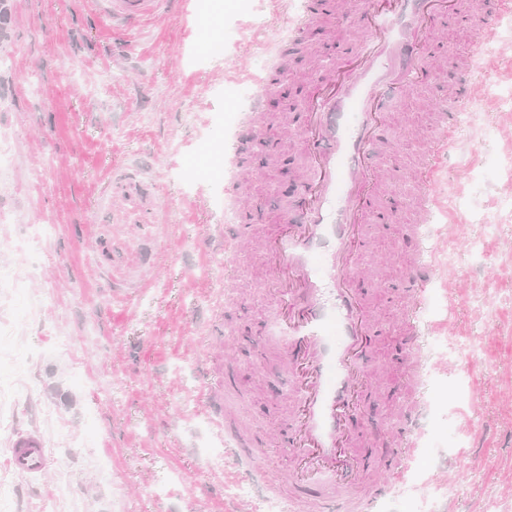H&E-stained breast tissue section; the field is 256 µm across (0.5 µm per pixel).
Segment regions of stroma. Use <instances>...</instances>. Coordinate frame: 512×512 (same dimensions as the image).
<instances>
[{"label": "stroma", "mask_w": 512, "mask_h": 512, "mask_svg": "<svg viewBox=\"0 0 512 512\" xmlns=\"http://www.w3.org/2000/svg\"><path fill=\"white\" fill-rule=\"evenodd\" d=\"M303 2L168 0L115 28L93 0H14L0 34V129L14 150L0 208L16 221L0 224V268L15 264L5 241L53 227L21 293L0 296V334L18 358L13 425L0 434V482L13 486L15 512L60 484V512H269L272 501L278 512H312L309 499L289 503L287 491L265 494L240 474L205 403L211 382L229 385L233 427L287 479L278 436L293 390L280 360L262 353L279 332L261 243L304 182L299 91L359 41L354 23L338 20L349 0L293 38ZM487 17L497 37L471 76L469 45ZM428 64L429 78L390 102L373 145L379 195L401 206L402 221L370 225L357 256L377 324L359 449L375 466L363 483L385 475L417 402L418 451L371 512H512V0H467ZM466 80L471 122L431 173L441 203L419 236L418 176L439 107ZM251 86L267 94L278 155L236 137ZM209 156L248 179L247 240L231 250L220 233L233 186L219 166H201ZM427 256L418 318L429 334L414 351L399 342L411 304L402 277ZM36 295L42 317L18 322ZM57 334L69 346L55 347ZM417 354L416 380L407 366ZM25 433L40 436L47 470L11 465Z\"/></svg>", "instance_id": "obj_1"}]
</instances>
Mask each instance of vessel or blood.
Instances as JSON below:
<instances>
[{
    "instance_id": "b4317fda",
    "label": "vessel or blood",
    "mask_w": 512,
    "mask_h": 512,
    "mask_svg": "<svg viewBox=\"0 0 512 512\" xmlns=\"http://www.w3.org/2000/svg\"><path fill=\"white\" fill-rule=\"evenodd\" d=\"M108 20L137 21L160 10L163 0H96ZM461 0H351L361 41L356 52L339 58L329 72L312 83L299 131L307 184L296 205L280 214L278 231L264 249L272 260L270 285L277 293L273 313L285 340L279 356L292 383L294 398L283 429L282 448L290 465L293 497L315 487V512H361L365 498L355 485L364 462L355 451L354 427L363 414L367 381L363 366L370 346L373 317L356 286L363 277L354 253L369 224H395L396 209H383L379 176L372 165L377 130L387 119L389 101L411 91L429 76L427 53L439 24L459 13ZM494 33L485 19L468 55L467 69L484 68L483 47ZM469 93L456 91L439 114L440 122L419 176L421 207L439 203L431 172L453 145L452 113ZM264 108L253 102L241 132L260 137ZM431 264L411 263L406 284L414 301L423 298ZM416 426L405 438L390 466L398 480L417 450ZM233 452L242 472L265 491L278 492L272 473L260 461L257 442L230 431ZM10 462L20 471L41 472L47 459L41 440L18 436Z\"/></svg>"
}]
</instances>
